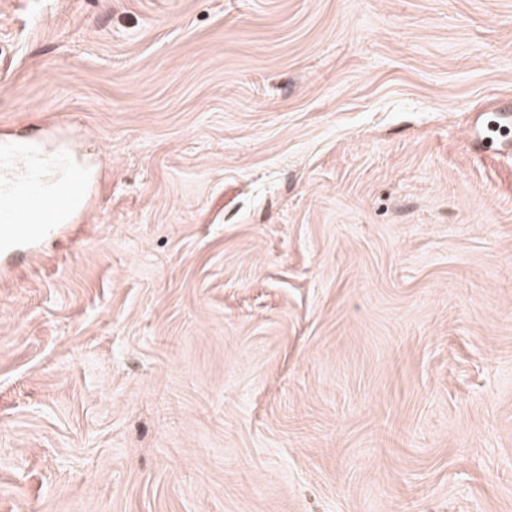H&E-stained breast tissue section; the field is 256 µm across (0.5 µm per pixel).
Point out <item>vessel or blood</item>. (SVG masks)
Here are the masks:
<instances>
[{"mask_svg":"<svg viewBox=\"0 0 512 512\" xmlns=\"http://www.w3.org/2000/svg\"><path fill=\"white\" fill-rule=\"evenodd\" d=\"M9 142L27 167L16 170L0 159V252L65 232L90 208L88 177L70 162L73 145L49 154L35 137L13 136Z\"/></svg>","mask_w":512,"mask_h":512,"instance_id":"1","label":"vessel or blood"}]
</instances>
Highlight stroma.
<instances>
[{
  "label": "stroma",
  "instance_id": "obj_1",
  "mask_svg": "<svg viewBox=\"0 0 512 512\" xmlns=\"http://www.w3.org/2000/svg\"><path fill=\"white\" fill-rule=\"evenodd\" d=\"M507 105L512 0H0V512H512ZM4 142L27 163L24 170L13 169L0 148V252H10L74 226L90 210V185L83 170L73 169L69 161L73 145L61 144L49 155L35 137L5 135Z\"/></svg>",
  "mask_w": 512,
  "mask_h": 512
}]
</instances>
